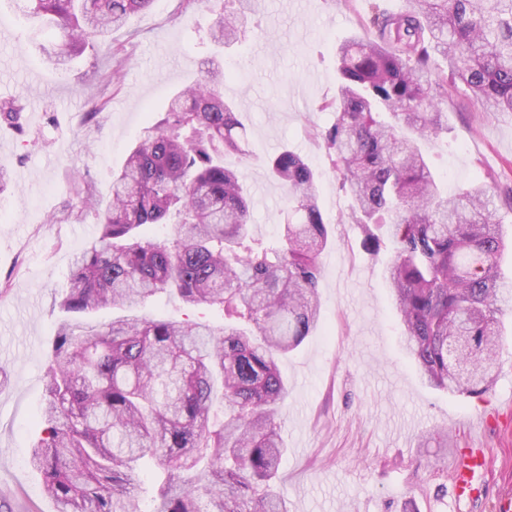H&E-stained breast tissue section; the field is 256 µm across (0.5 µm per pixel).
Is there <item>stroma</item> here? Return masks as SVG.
<instances>
[{
	"label": "stroma",
	"instance_id": "35a3bbf8",
	"mask_svg": "<svg viewBox=\"0 0 512 512\" xmlns=\"http://www.w3.org/2000/svg\"><path fill=\"white\" fill-rule=\"evenodd\" d=\"M365 0H264L248 32L221 49L210 40V0H155L86 49L64 71L43 48L59 40L29 27L0 0V97L23 106V131L0 125V512H54L30 464L40 436L62 292L74 255L99 231L96 211L67 218L73 180L91 182L100 204L112 173L169 98L203 78L208 58L224 69V98L247 128L244 153L225 155L252 198V235L276 239L286 190L268 172L281 146L319 176L330 243L320 258L321 316L301 346L282 358L288 397L278 419L285 453L279 488L288 512H495L512 490V310L500 315L498 378L484 396H452L426 385L401 340L389 298L388 248L367 251L349 223L342 174L317 133L334 118L335 46L359 31ZM116 72L112 84L100 82ZM104 109L92 122L93 103ZM447 130L424 145L449 187L512 179V121L455 96L442 105ZM487 452L488 493L474 506L449 495L454 449Z\"/></svg>",
	"mask_w": 512,
	"mask_h": 512
}]
</instances>
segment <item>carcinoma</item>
<instances>
[{
    "instance_id": "1",
    "label": "carcinoma",
    "mask_w": 512,
    "mask_h": 512,
    "mask_svg": "<svg viewBox=\"0 0 512 512\" xmlns=\"http://www.w3.org/2000/svg\"><path fill=\"white\" fill-rule=\"evenodd\" d=\"M21 2L26 17L60 31L47 62L64 69L154 0ZM247 24L245 7L223 10L212 39L228 44ZM361 26L368 36L336 46L335 119L321 138L364 244L392 246L386 277L423 381L480 397L495 384L499 315L512 304L498 216L512 211V182L451 195L422 140L447 127L441 105L459 93L512 120V0H406L399 12L372 0ZM223 85L224 71L209 68L143 128L112 175L100 234L74 258L63 310L127 314L57 325L31 456L55 512H136L148 463L152 512H288L277 486L275 413L288 395L279 362L319 321L328 222L316 173L284 147L269 170L288 189L285 224L273 243L255 242L242 175L224 166L247 131ZM22 111L0 99V124L22 129ZM71 190L78 209L93 204L92 184ZM145 224L174 225L173 240L144 238ZM161 294L215 309L224 323L139 314Z\"/></svg>"
}]
</instances>
